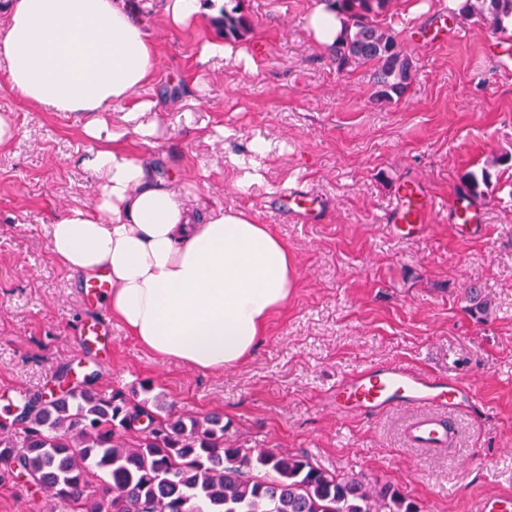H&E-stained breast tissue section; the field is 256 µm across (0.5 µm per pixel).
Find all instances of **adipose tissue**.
I'll list each match as a JSON object with an SVG mask.
<instances>
[{
	"mask_svg": "<svg viewBox=\"0 0 512 512\" xmlns=\"http://www.w3.org/2000/svg\"><path fill=\"white\" fill-rule=\"evenodd\" d=\"M222 0H167L172 29L218 15ZM147 0H0V59L29 104L82 113L93 205L48 226L70 276H106L112 317L156 356L221 372L242 365L295 282L287 245L243 210L185 207L175 181L127 154L102 115L130 101L156 70L141 17Z\"/></svg>",
	"mask_w": 512,
	"mask_h": 512,
	"instance_id": "adipose-tissue-1",
	"label": "adipose tissue"
}]
</instances>
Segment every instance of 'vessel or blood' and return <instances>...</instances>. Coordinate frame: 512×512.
<instances>
[{"label":"vessel or blood","mask_w":512,"mask_h":512,"mask_svg":"<svg viewBox=\"0 0 512 512\" xmlns=\"http://www.w3.org/2000/svg\"><path fill=\"white\" fill-rule=\"evenodd\" d=\"M285 214L315 223L325 208L321 200L300 188L281 192ZM437 208L436 199L414 183L403 184L390 219L409 229L424 232ZM476 397L473 386L462 380H448L413 370L407 366L372 364L339 382L327 397L337 413L367 416L395 408H408L414 415L405 428L407 442L416 448L450 446L452 413L470 407Z\"/></svg>","instance_id":"b4317fda"}]
</instances>
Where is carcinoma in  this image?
I'll list each match as a JSON object with an SVG mask.
<instances>
[{
    "label": "carcinoma",
    "mask_w": 512,
    "mask_h": 512,
    "mask_svg": "<svg viewBox=\"0 0 512 512\" xmlns=\"http://www.w3.org/2000/svg\"><path fill=\"white\" fill-rule=\"evenodd\" d=\"M342 30L329 48L339 71L374 67V96L402 98L413 62L378 18L392 0H324ZM465 18L495 35L512 21V0H464ZM247 22L224 13V38L243 36ZM489 173H469L459 194L485 196ZM151 381L141 395L71 388L33 404L14 432L0 435V481L16 464L65 512H420L389 483L335 474L304 453L237 448L224 415L155 411Z\"/></svg>",
    "instance_id": "obj_1"
}]
</instances>
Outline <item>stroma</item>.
I'll list each match as a JSON object with an SVG mask.
<instances>
[{
    "mask_svg": "<svg viewBox=\"0 0 512 512\" xmlns=\"http://www.w3.org/2000/svg\"><path fill=\"white\" fill-rule=\"evenodd\" d=\"M318 3L241 0L248 29L228 40L217 17L167 29L164 0H152L156 73L138 96L156 101L141 121L157 133L148 145L131 136V149L161 177L193 183L204 207L249 212L296 260L295 286L253 357L221 372L155 356L118 323L79 347L82 324L111 314L85 302L46 227L93 204L96 182L82 165L90 144L79 117L28 104L0 63V116L15 129L0 146V434L15 426L19 394H50L68 369L105 391L152 381L164 408L223 413L242 447L303 452L326 470L390 483L420 512H473L478 499L512 495V30L492 38L455 15L430 44L422 34L438 0H393L385 24L414 71L404 97L386 102L373 95L372 66L337 71L317 43L308 17ZM218 39L230 56L200 62ZM257 140L268 150L254 169ZM253 169L258 181L243 185ZM485 170L483 232L458 235L448 197L466 173ZM409 181L440 207L426 232L398 236L389 215ZM292 186L324 200L322 222L282 214L276 192ZM472 288L487 315H472ZM389 362L475 387V404L452 417L451 447H411L408 409L360 418L323 405L342 378ZM49 509L19 479L0 482V512Z\"/></svg>",
    "mask_w": 512,
    "mask_h": 512,
    "instance_id": "stroma-1",
    "label": "stroma"
}]
</instances>
